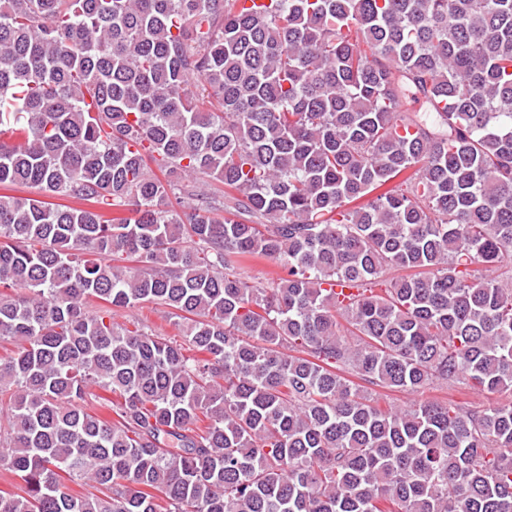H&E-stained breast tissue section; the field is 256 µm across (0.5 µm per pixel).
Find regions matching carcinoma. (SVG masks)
Segmentation results:
<instances>
[{"instance_id":"carcinoma-1","label":"carcinoma","mask_w":512,"mask_h":512,"mask_svg":"<svg viewBox=\"0 0 512 512\" xmlns=\"http://www.w3.org/2000/svg\"><path fill=\"white\" fill-rule=\"evenodd\" d=\"M18 184L0 512H512V400L378 404L512 393V0H0ZM169 309L157 307V309L145 307L143 309H120L113 313V321L119 324L129 325V320H137L140 324L148 326L152 330L162 333L164 336H180V320L169 313ZM448 393L450 396H453L455 400L464 402L466 405L473 407L488 405L496 398V396H489L485 393L466 388L464 385H460L453 390L441 391L434 388H426L419 393H394L390 396L389 400L392 404L400 408H406L416 400L441 399L447 397Z\"/></svg>"}]
</instances>
